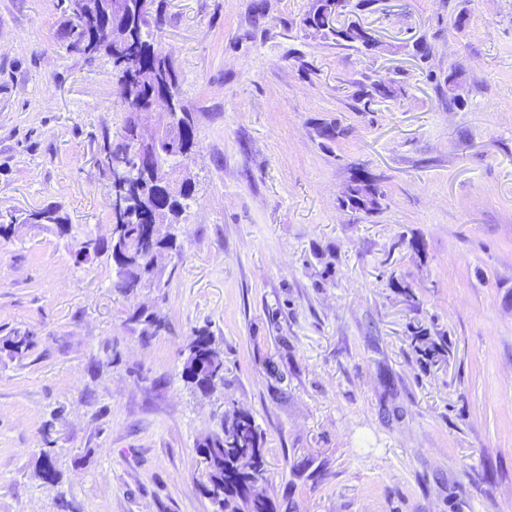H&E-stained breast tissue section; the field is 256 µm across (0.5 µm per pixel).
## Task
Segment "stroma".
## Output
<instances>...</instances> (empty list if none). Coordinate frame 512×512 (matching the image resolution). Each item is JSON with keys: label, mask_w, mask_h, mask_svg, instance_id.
<instances>
[{"label": "stroma", "mask_w": 512, "mask_h": 512, "mask_svg": "<svg viewBox=\"0 0 512 512\" xmlns=\"http://www.w3.org/2000/svg\"><path fill=\"white\" fill-rule=\"evenodd\" d=\"M155 2L194 193L162 290L128 298L79 256L111 224L112 64L68 50L65 0H0V223L66 219L0 232V337H37L0 352V512H216L196 447L231 407L266 434L278 512H512V0L350 9L376 53L306 37L311 0ZM374 80L396 96L358 101ZM359 173L376 214L340 205ZM141 304L165 330L130 324ZM200 328L224 356L206 395L182 377ZM34 346V335L30 331L13 330L2 341L0 350L5 351L10 358H20Z\"/></svg>", "instance_id": "stroma-1"}]
</instances>
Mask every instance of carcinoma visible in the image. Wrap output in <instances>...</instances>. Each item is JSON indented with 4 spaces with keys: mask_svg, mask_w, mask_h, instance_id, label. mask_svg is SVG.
<instances>
[{
    "mask_svg": "<svg viewBox=\"0 0 512 512\" xmlns=\"http://www.w3.org/2000/svg\"><path fill=\"white\" fill-rule=\"evenodd\" d=\"M113 0H97L99 13L84 28L70 25L62 35L68 48L87 58L104 56L112 62V69L119 77L120 96L125 107L123 132L117 143H107L101 156L103 169L130 168L131 179L126 188L127 204L112 225L108 239L98 240L97 254L107 253L113 263L121 266L112 281V287L130 296L145 289L162 287L160 271L154 269V253H181L184 245L171 231L193 197L191 185L184 186L179 195L168 202V223L164 239L145 246L147 225L152 222L157 198L145 171L135 163L134 114L140 104L162 90L174 98L178 95V74L173 55L158 51L147 39L146 30L151 22L150 3L128 0V13L122 18L129 36L125 43H112ZM318 27L317 38L336 44L361 46L368 51L373 46L372 35L353 24L341 25L336 14V0H312L310 9L302 19V29ZM396 90L382 83L359 89L360 99L371 103L376 98L389 99ZM184 125L169 141L159 142L158 162L168 163L190 156L195 139V125L191 113L184 112ZM384 192L369 177L357 175L346 187L341 205L355 212L372 215L381 209ZM26 224H59L61 218L50 207L30 211L24 218ZM128 321L141 326V334L154 336L165 328V321L158 311L139 306L129 314ZM34 346V335L29 331L13 330L0 342V349L14 359L27 354ZM182 376L186 382L202 392L214 390L224 383V358L215 346L213 337L206 330H198L186 346ZM265 433L253 416L239 409L227 410L221 430L203 438L198 453L208 459L204 492L218 506L220 512H277V506L261 491L266 481L264 456Z\"/></svg>",
    "mask_w": 512,
    "mask_h": 512,
    "instance_id": "carcinoma-1",
    "label": "carcinoma"
}]
</instances>
